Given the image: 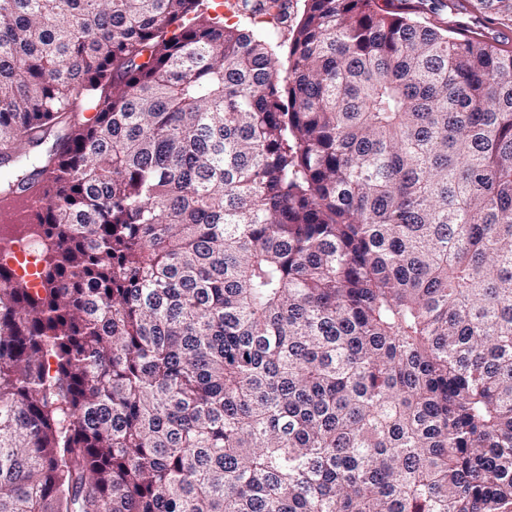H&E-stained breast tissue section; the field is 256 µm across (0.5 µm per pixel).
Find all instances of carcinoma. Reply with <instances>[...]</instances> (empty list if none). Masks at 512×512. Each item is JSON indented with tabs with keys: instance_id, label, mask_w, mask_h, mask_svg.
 Here are the masks:
<instances>
[{
	"instance_id": "cac0c4a2",
	"label": "carcinoma",
	"mask_w": 512,
	"mask_h": 512,
	"mask_svg": "<svg viewBox=\"0 0 512 512\" xmlns=\"http://www.w3.org/2000/svg\"><path fill=\"white\" fill-rule=\"evenodd\" d=\"M449 8L307 0L283 83L205 0H0V512H512V0Z\"/></svg>"
}]
</instances>
